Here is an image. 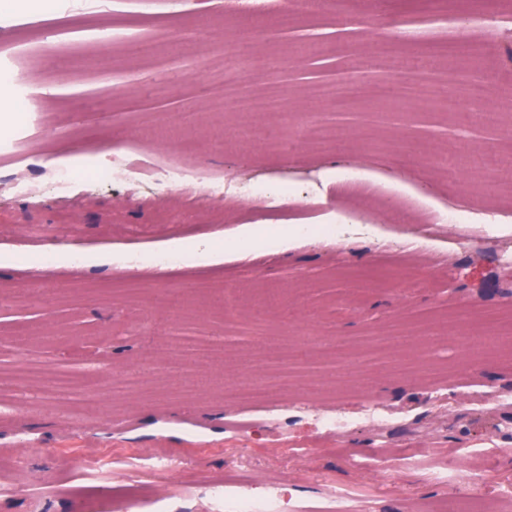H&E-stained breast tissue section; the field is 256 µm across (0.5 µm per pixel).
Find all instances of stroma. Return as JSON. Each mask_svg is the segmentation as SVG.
I'll return each instance as SVG.
<instances>
[{"label": "stroma", "instance_id": "1", "mask_svg": "<svg viewBox=\"0 0 512 512\" xmlns=\"http://www.w3.org/2000/svg\"><path fill=\"white\" fill-rule=\"evenodd\" d=\"M1 67L21 74L23 97H0V295H44L0 306V512H100L152 493L147 473L86 481V448L117 465L180 451L166 486L182 512H212L214 489L243 479L256 497L286 488L299 512H327L333 489L347 512H421L452 492L433 480L450 465L472 476L460 498L512 512V358L475 363L467 347L512 306V266L498 260L512 193L476 196L477 172L457 163L499 138L472 117L466 82L487 83L482 108L512 100V0H0ZM404 74L402 98L377 95ZM348 82L363 94L336 107L324 91ZM128 152L159 174L66 194L51 181L53 166ZM184 175L288 194L188 204L173 184ZM404 198L496 212L500 232L423 236L391 222ZM338 220L336 242L238 243L245 226ZM175 240L210 253L124 261ZM224 283L244 301L231 322ZM269 288L282 301L263 315ZM81 339L97 353L75 362ZM446 364L480 391L435 393L424 377ZM369 403L386 427L362 421ZM327 409L351 425L321 440ZM242 411L247 441L230 425Z\"/></svg>", "mask_w": 512, "mask_h": 512}]
</instances>
